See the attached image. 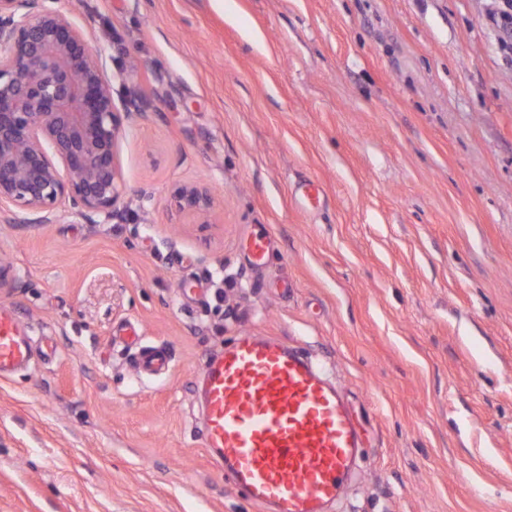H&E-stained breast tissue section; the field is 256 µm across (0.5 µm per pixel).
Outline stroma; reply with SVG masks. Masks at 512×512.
<instances>
[{
  "label": "stroma",
  "instance_id": "35a3bbf8",
  "mask_svg": "<svg viewBox=\"0 0 512 512\" xmlns=\"http://www.w3.org/2000/svg\"><path fill=\"white\" fill-rule=\"evenodd\" d=\"M496 0H58L138 94L107 224L0 223V512H269L202 445L226 340L326 363L367 447L330 512H512V54ZM322 189L301 208V182ZM207 187V212L171 193ZM271 232L263 264L249 234ZM137 323L167 373L142 376ZM32 358V337L12 314L0 311V376L25 368Z\"/></svg>",
  "mask_w": 512,
  "mask_h": 512
}]
</instances>
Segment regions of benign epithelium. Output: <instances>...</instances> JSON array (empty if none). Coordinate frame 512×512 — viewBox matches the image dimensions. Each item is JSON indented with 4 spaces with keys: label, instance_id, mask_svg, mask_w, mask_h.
<instances>
[{
    "label": "benign epithelium",
    "instance_id": "7a95c632",
    "mask_svg": "<svg viewBox=\"0 0 512 512\" xmlns=\"http://www.w3.org/2000/svg\"><path fill=\"white\" fill-rule=\"evenodd\" d=\"M55 0H0V215L10 224H87L118 215L115 147L129 112L114 100L102 54ZM183 209L205 212L208 191L184 185Z\"/></svg>",
    "mask_w": 512,
    "mask_h": 512
}]
</instances>
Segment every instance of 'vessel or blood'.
<instances>
[{
  "mask_svg": "<svg viewBox=\"0 0 512 512\" xmlns=\"http://www.w3.org/2000/svg\"><path fill=\"white\" fill-rule=\"evenodd\" d=\"M32 338L0 311V376L25 368ZM141 368H168L142 349ZM203 446L246 501L273 512H326L364 452L361 430L337 384L280 339L238 336L205 367Z\"/></svg>",
  "mask_w": 512,
  "mask_h": 512,
  "instance_id": "obj_1",
  "label": "vessel or blood"
}]
</instances>
